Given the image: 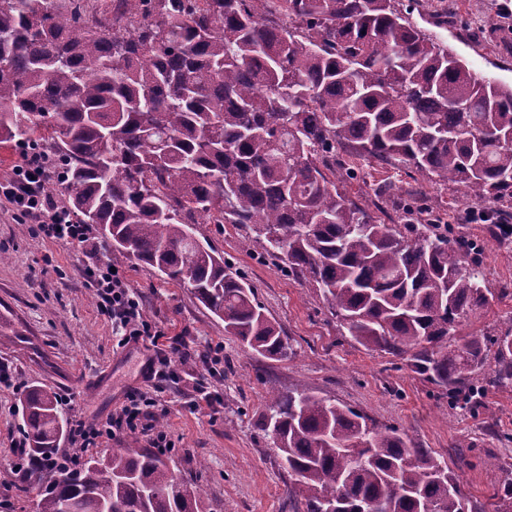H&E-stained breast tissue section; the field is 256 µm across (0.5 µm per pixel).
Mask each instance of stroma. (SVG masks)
Returning a JSON list of instances; mask_svg holds the SVG:
<instances>
[{"instance_id":"stroma-1","label":"stroma","mask_w":512,"mask_h":512,"mask_svg":"<svg viewBox=\"0 0 512 512\" xmlns=\"http://www.w3.org/2000/svg\"><path fill=\"white\" fill-rule=\"evenodd\" d=\"M397 0L409 21L462 59L477 75L512 85V0ZM349 176L343 187L372 209L370 184L392 183L382 207L393 218L435 219L439 233L474 242L478 264L491 290L489 303L462 326L461 335L504 330L512 319V237L476 223V209L495 211L463 187L436 182L388 165L365 164L337 151ZM200 239L254 288L265 314L284 331L293 349L276 361L245 348L224 332L222 321L188 288L137 261L118 267L144 304L147 319L190 358L172 353L176 379L161 383L144 371L149 341L118 347L112 321L100 313L78 268L80 249L36 236L29 224L0 214V363L16 376L0 388V492L11 488L21 432V402L32 388L50 390L67 418L92 422L121 406L127 391L157 400L161 431L175 442L176 473L205 492L197 512H294L296 503L278 449L262 429L268 387H303L392 425L418 448L432 451L458 475L475 508L486 506L512 464V382L494 379L493 365L475 377L481 388L473 408L449 404L444 389L414 373L406 361L364 347L344 336L316 289L288 275L266 254L255 233L239 224H201ZM217 395V410L190 409L199 387Z\"/></svg>"}]
</instances>
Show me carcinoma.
I'll list each match as a JSON object with an SVG mask.
<instances>
[{"label": "carcinoma", "mask_w": 512, "mask_h": 512, "mask_svg": "<svg viewBox=\"0 0 512 512\" xmlns=\"http://www.w3.org/2000/svg\"><path fill=\"white\" fill-rule=\"evenodd\" d=\"M0 0V144L46 153L79 224L114 258L190 288L224 332L273 360L288 338L196 224H250L317 288L347 335L407 361L450 403L495 361L512 380V327L462 336L490 289L472 244L399 230L336 182L355 156L512 197V85L476 76L395 0ZM264 428L303 512H471L457 476L393 426L305 389L268 393ZM15 496L38 512H194L201 489L131 443L69 469L68 419L41 388L22 402ZM512 512V479L490 496Z\"/></svg>", "instance_id": "cac0c4a2"}]
</instances>
